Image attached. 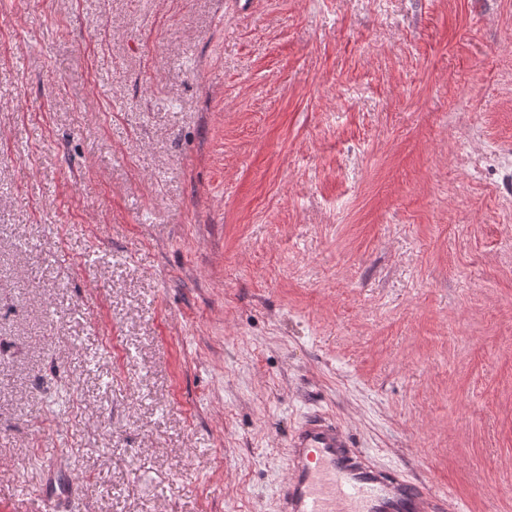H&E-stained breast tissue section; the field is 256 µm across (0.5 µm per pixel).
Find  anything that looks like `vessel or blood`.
<instances>
[{"instance_id": "vessel-or-blood-1", "label": "vessel or blood", "mask_w": 512, "mask_h": 512, "mask_svg": "<svg viewBox=\"0 0 512 512\" xmlns=\"http://www.w3.org/2000/svg\"><path fill=\"white\" fill-rule=\"evenodd\" d=\"M64 473H50L44 496L58 505L71 495ZM279 512H446V496L372 463L334 419L312 414L288 437V468Z\"/></svg>"}]
</instances>
